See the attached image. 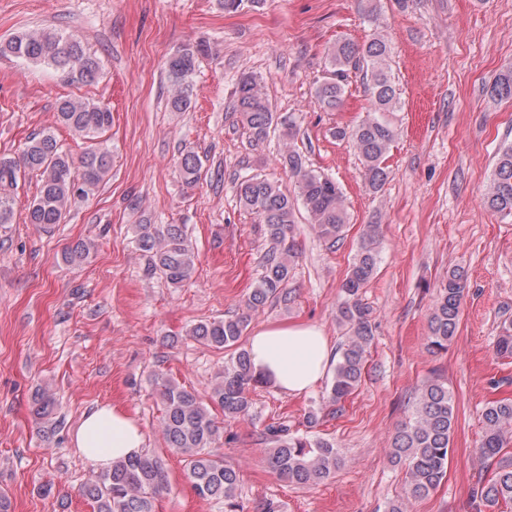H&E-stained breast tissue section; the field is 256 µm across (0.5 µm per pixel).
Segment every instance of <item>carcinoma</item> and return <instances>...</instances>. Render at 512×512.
Masks as SVG:
<instances>
[{"mask_svg": "<svg viewBox=\"0 0 512 512\" xmlns=\"http://www.w3.org/2000/svg\"><path fill=\"white\" fill-rule=\"evenodd\" d=\"M203 52L202 44H187L168 58L171 111L185 112L191 107L194 74ZM0 55L49 66L77 83L94 81L100 70L99 61L81 38L49 28L1 41ZM327 57L329 69L315 88L320 108L334 112L343 106L349 70L362 72L366 80L367 118L350 131H336V135L351 139L363 165L366 187L378 192L389 177L387 160L397 137L388 114L400 110L399 92L389 64L390 48L380 37L363 43L342 40L329 49ZM486 95L493 101L512 99V69L498 74L486 87ZM234 96V112L247 128L251 141L261 143L278 128L283 130V136L295 138V121L272 110L256 76L240 75ZM56 121L86 139L89 145L75 159L48 131L30 136L18 156H1L0 224L12 223L16 201L11 190L30 173L39 176V185L37 195L27 207V223L48 227L62 223L75 197L94 193L111 171L112 152L101 141L112 127L109 104L65 99L57 107ZM282 160L293 180L295 195L260 175H245L236 183L240 207L258 217L269 241L260 258L259 277L245 302L246 311L200 322L190 330L197 341L227 353L224 370L205 398L161 373L155 374L163 403L161 430L168 447L183 458L184 478L195 495L201 499L224 500V512H244L239 500L241 479L239 471L213 452L221 437L213 410L219 409L226 419L252 417L251 392L261 379L254 375L249 353L240 344L251 315L270 304L290 301L288 283L299 258L295 239L299 209L305 210L319 237L332 246L343 238L349 223L343 193L335 180L310 168L295 148H288ZM202 169L200 156L188 151L178 161L176 172L183 184L194 186L201 180ZM484 204L503 216H512V144L497 154ZM138 228L137 246L152 258V270L175 288L187 284L195 273L197 256L187 241L184 227L140 224ZM381 236V225H362L357 252L340 286L336 321L345 328L346 340L323 396L324 405L333 414L343 410L346 398L361 384L372 346L371 312L362 303L361 293L375 273ZM468 291L467 272L461 267L448 269L428 318V351L448 350ZM496 354L501 359L512 360V321L501 327ZM54 406L55 397L46 389L36 392L32 398L33 412L39 418L51 415ZM454 424V401L448 386L435 380L426 383L415 398L411 417L401 425L391 443L389 459L405 470V492L403 498L387 505L386 512H408L409 502L424 499L437 490L447 476ZM482 424L477 452L481 459L491 463L507 447L508 435L512 433V398L487 402L482 411ZM261 441L266 445L265 469L290 485L324 481L341 463L335 442L292 433L281 422L268 425L261 433ZM169 486L165 462L156 456L141 455L118 462L112 465V470L96 476L84 486V495L94 503L95 512H156V500ZM473 496L487 509H512V468L494 469L478 482Z\"/></svg>", "mask_w": 512, "mask_h": 512, "instance_id": "obj_1", "label": "carcinoma"}]
</instances>
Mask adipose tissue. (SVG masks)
<instances>
[{
    "label": "adipose tissue",
    "instance_id": "1",
    "mask_svg": "<svg viewBox=\"0 0 512 512\" xmlns=\"http://www.w3.org/2000/svg\"><path fill=\"white\" fill-rule=\"evenodd\" d=\"M248 352L253 372L274 389L301 396L313 390L334 361V347L321 327L305 322H270L254 331ZM138 421L121 408L104 404L84 413L72 445L96 470L144 452Z\"/></svg>",
    "mask_w": 512,
    "mask_h": 512
}]
</instances>
